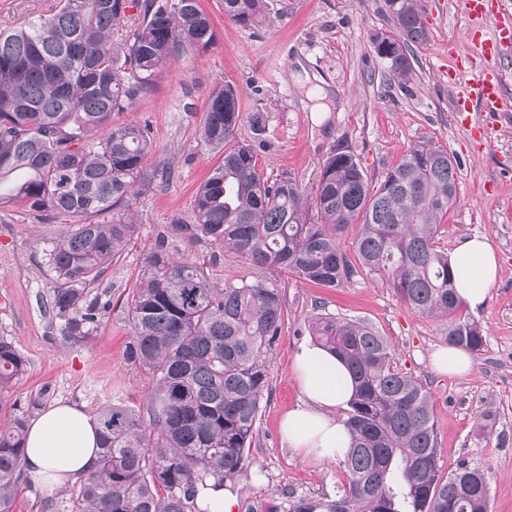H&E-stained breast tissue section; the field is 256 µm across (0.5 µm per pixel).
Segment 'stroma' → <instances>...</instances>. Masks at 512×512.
Listing matches in <instances>:
<instances>
[{"instance_id":"obj_1","label":"stroma","mask_w":512,"mask_h":512,"mask_svg":"<svg viewBox=\"0 0 512 512\" xmlns=\"http://www.w3.org/2000/svg\"><path fill=\"white\" fill-rule=\"evenodd\" d=\"M199 2L214 25L215 43L168 60L151 92L114 115L115 122L146 127L153 144L147 164L169 177L134 205L139 229L94 289L110 307L84 342L66 341L52 310L56 279L47 253L65 220L41 222L19 205L0 208V336L10 338L27 361L11 401L23 410L36 401L44 407L75 401L95 413L120 398L145 409L154 381L125 360L127 297L158 232L191 223L195 193L222 159L201 145L199 128L211 91L229 83L246 115L238 141L251 146L265 177L291 176L309 195L338 146L349 147L376 184L415 145L444 146L459 161L457 196L440 222L437 243L449 252L461 238L483 234L501 263L486 305L462 311L486 331V345L463 377L439 372L432 363L433 352L446 344V321L418 313L386 284L363 275L324 288L284 270L263 273L280 287L286 318L250 465L235 485L237 512H268L292 494L332 499L345 481L343 463L303 457L280 431L283 414L300 399L294 354L310 340L311 322L320 313L365 320L388 338L399 368L430 393L443 473L481 467L490 487L489 512H512V121L501 122L493 147L484 148L452 110L448 75L458 59L474 53L466 37L471 18L454 0H418L428 40L410 46L412 70L399 79L373 48L377 33L395 29L384 0H265L264 22L250 28L225 18L223 0ZM315 88L329 94L321 119L307 96ZM257 112L264 119L259 134L249 120ZM167 247L175 258L203 265L220 285L261 274L214 244L174 234ZM488 407L496 420L486 436L480 426ZM77 487L73 481L49 492L21 479L15 512H70Z\"/></svg>"}]
</instances>
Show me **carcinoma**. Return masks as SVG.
<instances>
[{
  "mask_svg": "<svg viewBox=\"0 0 512 512\" xmlns=\"http://www.w3.org/2000/svg\"><path fill=\"white\" fill-rule=\"evenodd\" d=\"M386 4L397 30L390 69L402 78L409 44L426 42L428 31L417 0ZM127 7L59 0L50 14L0 29V207L73 221L48 253L53 310L73 343L88 339L110 307L91 290L138 230L120 217L89 218L131 210L157 178L147 167V129L114 124L112 113L150 92L163 62L215 40L199 0H141L140 22L114 41ZM224 16L255 26L264 20L262 0H224ZM242 121L236 87L215 89L200 141L223 158L196 192L193 223L172 231L326 288L376 275L419 313L448 320V344L483 350L484 329L459 314L448 253L436 242L457 195L458 163L446 148L414 147L376 187L356 155L339 148L309 199L290 176L263 177L252 148L236 141ZM354 224L350 257L341 239ZM166 239L157 234L126 302V359L152 376L149 403L144 411L121 402L100 409L99 464L72 494L71 512H201L196 499L209 479L233 487L249 466L284 323L281 289L259 277L221 287L197 263L174 259ZM312 336L356 383L345 419L352 445L336 499L299 497L287 512H487L480 468L443 474L431 398L397 366L388 339L364 320L330 313L314 317ZM25 367L0 336V512H14L23 476L30 410L8 409L3 398Z\"/></svg>",
  "mask_w": 512,
  "mask_h": 512,
  "instance_id": "carcinoma-1",
  "label": "carcinoma"
}]
</instances>
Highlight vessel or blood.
Here are the masks:
<instances>
[{
    "label": "vessel or blood",
    "mask_w": 512,
    "mask_h": 512,
    "mask_svg": "<svg viewBox=\"0 0 512 512\" xmlns=\"http://www.w3.org/2000/svg\"><path fill=\"white\" fill-rule=\"evenodd\" d=\"M461 8L478 24L469 39L477 46V59L464 58L457 64L453 85V109L471 125L477 137L487 138L508 105L504 81L495 63L512 44V15L502 0H459Z\"/></svg>",
    "instance_id": "vessel-or-blood-1"
}]
</instances>
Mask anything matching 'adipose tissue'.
<instances>
[{
	"mask_svg": "<svg viewBox=\"0 0 512 512\" xmlns=\"http://www.w3.org/2000/svg\"><path fill=\"white\" fill-rule=\"evenodd\" d=\"M448 263L458 296L470 308L482 307L500 270L489 238H465L449 253ZM294 370L302 398L282 418L284 438L304 455L333 462L344 459L351 438L336 410L355 393L352 375L335 354L312 343L299 347ZM98 432L97 416L83 407L61 401L50 405L30 422L24 473L50 490L89 474L98 459Z\"/></svg>",
	"mask_w": 512,
	"mask_h": 512,
	"instance_id": "obj_1",
	"label": "adipose tissue"
}]
</instances>
